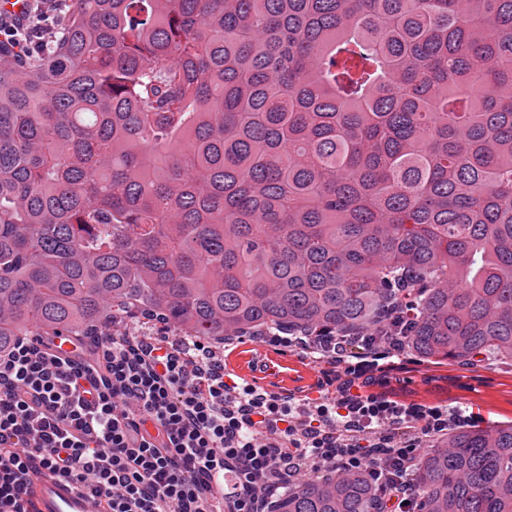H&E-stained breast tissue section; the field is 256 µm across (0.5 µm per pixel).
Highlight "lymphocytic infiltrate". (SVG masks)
<instances>
[{"label": "lymphocytic infiltrate", "mask_w": 512, "mask_h": 512, "mask_svg": "<svg viewBox=\"0 0 512 512\" xmlns=\"http://www.w3.org/2000/svg\"><path fill=\"white\" fill-rule=\"evenodd\" d=\"M60 7L25 0L16 15L0 6V44L43 46ZM194 350L190 363L164 344L112 335L70 352L20 336L0 351V512H33L26 487L43 470L106 512H272L303 463L366 473L379 483L378 512H406L422 437L448 431L441 407L353 381L342 398L318 394L303 419L252 384L225 381L204 344Z\"/></svg>", "instance_id": "lymphocytic-infiltrate-1"}]
</instances>
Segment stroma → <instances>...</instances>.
I'll use <instances>...</instances> for the list:
<instances>
[{"label": "stroma", "mask_w": 512, "mask_h": 512, "mask_svg": "<svg viewBox=\"0 0 512 512\" xmlns=\"http://www.w3.org/2000/svg\"><path fill=\"white\" fill-rule=\"evenodd\" d=\"M225 356L241 369L255 368L264 360L284 379L306 380L309 388L323 386L329 396H339L349 380L344 366L317 360L304 349L269 345L259 338H243L225 346ZM370 390L406 404L466 408L485 420L512 422V366L495 361L433 365L414 353H405L391 369L374 370Z\"/></svg>", "instance_id": "obj_1"}]
</instances>
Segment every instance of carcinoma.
<instances>
[{"label":"carcinoma","mask_w":512,"mask_h":512,"mask_svg":"<svg viewBox=\"0 0 512 512\" xmlns=\"http://www.w3.org/2000/svg\"><path fill=\"white\" fill-rule=\"evenodd\" d=\"M0 47V349L129 320L512 362V0H64ZM416 512H512V423ZM363 472L276 512H375Z\"/></svg>","instance_id":"cac0c4a2"}]
</instances>
